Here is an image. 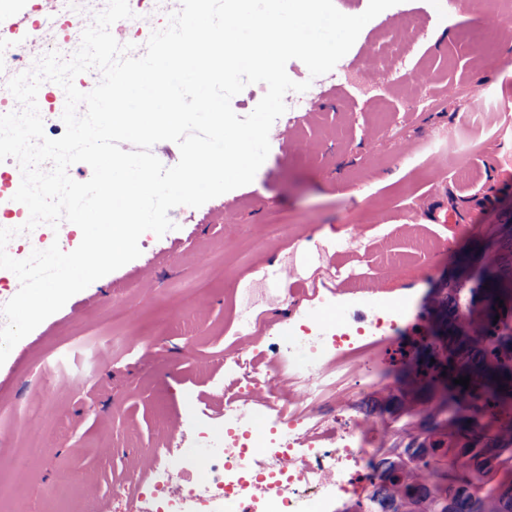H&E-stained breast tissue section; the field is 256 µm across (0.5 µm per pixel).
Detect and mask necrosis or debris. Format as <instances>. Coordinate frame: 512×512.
<instances>
[{"mask_svg": "<svg viewBox=\"0 0 512 512\" xmlns=\"http://www.w3.org/2000/svg\"><path fill=\"white\" fill-rule=\"evenodd\" d=\"M132 18L118 21L122 43H137L157 29L155 0H129ZM31 18H24L8 42H0V71L9 73L32 66L33 56L56 50L71 51L63 41H31L26 36ZM411 30L410 22L393 27L389 52L375 53L367 65L382 78L400 79L407 73V56L401 46ZM393 321L377 323L374 332L342 323L330 335H311L302 326L295 333L309 347L312 363L298 377L294 400L281 429H270L265 441L247 433L246 418L256 411L250 395L265 389L257 356L244 358L242 392L226 400L224 415L231 427L224 430V445L198 464L196 479L177 495L166 493L162 480L173 471L186 469L188 455L180 443L156 449L154 473L135 489L134 512H331L333 502L357 497L368 465L365 450L382 446L383 429L367 417H345L333 440H325L313 424L315 410L328 408L329 392L353 396L365 380L364 365L381 349H396ZM305 457H298V449Z\"/></svg>", "mask_w": 512, "mask_h": 512, "instance_id": "4bbe7bcc", "label": "necrosis or debris"}]
</instances>
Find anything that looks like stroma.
<instances>
[{
	"label": "stroma",
	"instance_id": "35a3bbf8",
	"mask_svg": "<svg viewBox=\"0 0 512 512\" xmlns=\"http://www.w3.org/2000/svg\"><path fill=\"white\" fill-rule=\"evenodd\" d=\"M512 0H400L361 30L340 67L359 73L356 91L325 81L307 112L277 119L288 135L252 183L198 208L170 210L174 230L145 232L138 258L72 296L18 342L0 365V485L17 512H131L130 494L151 476L148 451L165 429L194 446L196 431L224 438V400L242 375L239 352L269 347L267 330L317 323L323 312L368 326L394 312L401 351L369 363L395 379L427 354L433 316L448 291L453 261L483 248L512 224ZM410 19L423 37L404 45L409 77L428 76L424 104L392 87L374 88L367 58L394 23ZM492 27L497 46L475 57L463 27ZM484 109L463 115L465 98ZM455 221L437 224L434 212ZM368 278L356 292L337 266ZM70 350L94 359L43 390V363ZM40 409L44 454L19 460L26 407ZM351 406L388 428L404 446L423 432L407 388L391 398L361 387ZM83 484L67 483L69 470Z\"/></svg>",
	"mask_w": 512,
	"mask_h": 512
}]
</instances>
